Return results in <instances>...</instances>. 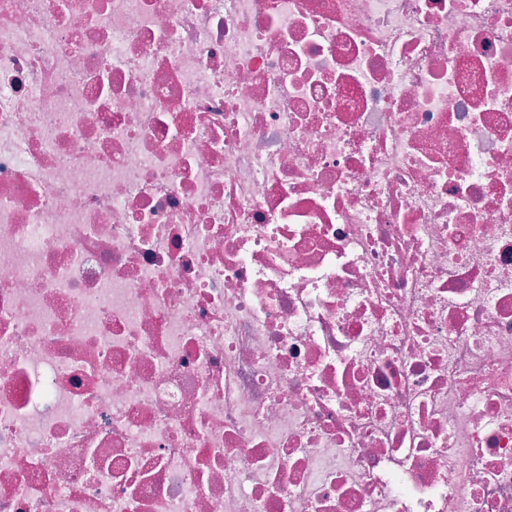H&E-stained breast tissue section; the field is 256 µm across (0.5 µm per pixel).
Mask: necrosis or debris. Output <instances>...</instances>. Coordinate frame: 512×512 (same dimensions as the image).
<instances>
[{
	"label": "necrosis or debris",
	"instance_id": "necrosis-or-debris-1",
	"mask_svg": "<svg viewBox=\"0 0 512 512\" xmlns=\"http://www.w3.org/2000/svg\"><path fill=\"white\" fill-rule=\"evenodd\" d=\"M0 512H512V0H0Z\"/></svg>",
	"mask_w": 512,
	"mask_h": 512
}]
</instances>
